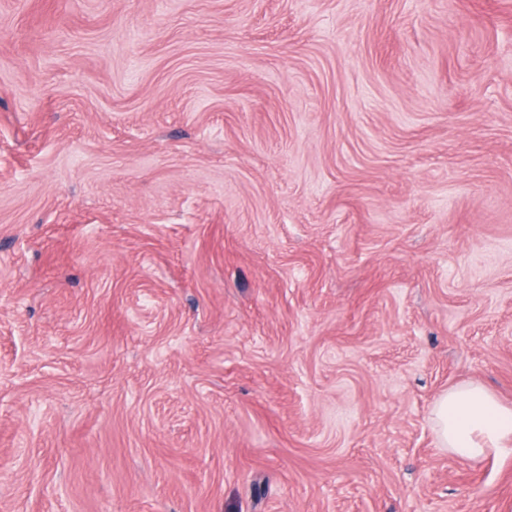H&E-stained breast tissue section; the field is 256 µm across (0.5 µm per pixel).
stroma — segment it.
Segmentation results:
<instances>
[{"label": "stroma", "instance_id": "35a3bbf8", "mask_svg": "<svg viewBox=\"0 0 512 512\" xmlns=\"http://www.w3.org/2000/svg\"><path fill=\"white\" fill-rule=\"evenodd\" d=\"M512 0H0V512H512ZM433 420L442 448L464 459L493 449L512 451V408L500 405L480 384L453 387L435 401Z\"/></svg>", "mask_w": 512, "mask_h": 512}]
</instances>
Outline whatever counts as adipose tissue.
<instances>
[{"mask_svg":"<svg viewBox=\"0 0 512 512\" xmlns=\"http://www.w3.org/2000/svg\"><path fill=\"white\" fill-rule=\"evenodd\" d=\"M441 447L464 459H476L489 450L512 451V408L500 405L480 384L448 389L433 407Z\"/></svg>","mask_w":512,"mask_h":512,"instance_id":"obj_1","label":"adipose tissue"}]
</instances>
